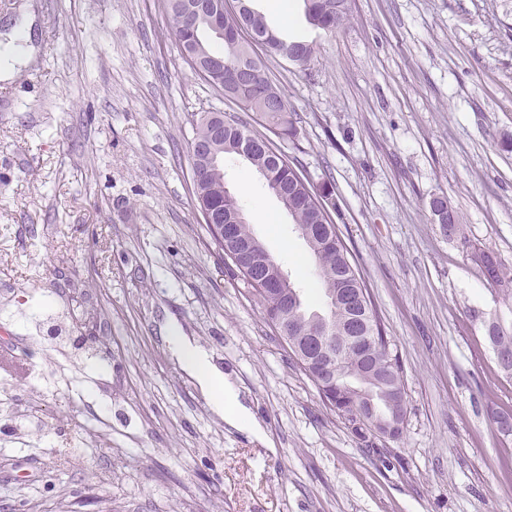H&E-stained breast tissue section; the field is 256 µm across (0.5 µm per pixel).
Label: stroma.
Listing matches in <instances>:
<instances>
[{
	"mask_svg": "<svg viewBox=\"0 0 512 512\" xmlns=\"http://www.w3.org/2000/svg\"><path fill=\"white\" fill-rule=\"evenodd\" d=\"M31 2L37 55L0 82V512H512V443L491 420L512 411V375L485 339L512 324V297L468 252L512 268V0H348L333 34L298 0L286 21L253 2L313 47L304 68L260 55L297 130L279 146L331 194L400 356L405 429L371 446L325 408L194 208L189 114L254 132L256 115L191 72L163 0ZM225 169L317 306L287 212ZM173 323L230 372L267 442L212 413L168 349Z\"/></svg>",
	"mask_w": 512,
	"mask_h": 512,
	"instance_id": "35a3bbf8",
	"label": "stroma"
}]
</instances>
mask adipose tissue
Listing matches in <instances>:
<instances>
[{
  "label": "adipose tissue",
  "mask_w": 512,
  "mask_h": 512,
  "mask_svg": "<svg viewBox=\"0 0 512 512\" xmlns=\"http://www.w3.org/2000/svg\"><path fill=\"white\" fill-rule=\"evenodd\" d=\"M167 343L182 368L198 381L212 409L229 427L264 438V430L243 402L240 388L211 362L204 349L173 328L168 331Z\"/></svg>",
  "instance_id": "adipose-tissue-1"
}]
</instances>
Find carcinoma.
I'll use <instances>...</instances> for the list:
<instances>
[{
    "mask_svg": "<svg viewBox=\"0 0 512 512\" xmlns=\"http://www.w3.org/2000/svg\"><path fill=\"white\" fill-rule=\"evenodd\" d=\"M219 8L224 10V31L227 35L215 37L221 47L213 48L203 38L210 30L207 22L192 23L185 16L184 0H166L170 35L174 38L182 58L191 71L206 84L224 94L241 109L259 114V121L266 133L256 134L222 111L208 112L197 120H191L193 141L191 142V171L198 170L199 161L211 154L218 158H234L263 178L268 191L282 204L298 231H311L316 224H328L336 243L325 244L316 238L306 241L313 259V275L323 301V317L329 335L340 342L347 335L348 319L345 312L333 304L332 297L341 279H349L350 287L363 293L368 288L357 264L336 231L329 214V201L325 194L310 184L304 171L291 163L277 147L275 139L292 134L293 125L288 121V100L283 91L267 77L261 59L253 54L252 46L259 45L270 53L292 59V63L304 67L311 60L312 48L300 39L285 40L266 23L256 9L240 12L226 9V0ZM307 22L315 28L335 33L349 21L348 8L344 7L329 15L321 0H303ZM257 140L265 148L245 158L239 153L244 139ZM195 209L199 215L208 211L217 224L224 223L230 212L244 213L239 197L226 190L225 178L213 174L205 182L191 179ZM493 253L475 248L471 259L479 266L486 281L509 295L512 294V269L506 268ZM254 300L262 307L266 323L278 336L288 335V327L306 322L312 310L305 303L293 309L283 308L276 298L265 291L266 283L254 284L243 280ZM365 328L359 332L367 336L365 346L389 347L387 336L376 315L374 307L364 314ZM351 373L339 379L334 387L339 404L329 407L340 411V418L359 439H365L373 422L367 417L353 414L357 404L372 402L376 416L385 418L395 411L388 394L375 384L370 375V365L354 355L348 360Z\"/></svg>",
    "mask_w": 512,
    "mask_h": 512,
    "instance_id": "obj_1",
    "label": "carcinoma"
}]
</instances>
